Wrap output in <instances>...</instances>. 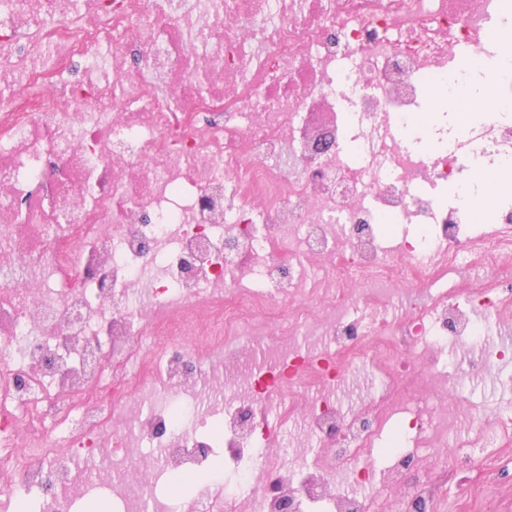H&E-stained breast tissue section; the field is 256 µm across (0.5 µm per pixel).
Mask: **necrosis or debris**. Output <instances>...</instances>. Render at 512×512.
Wrapping results in <instances>:
<instances>
[{"instance_id":"4bbe7bcc","label":"necrosis or debris","mask_w":512,"mask_h":512,"mask_svg":"<svg viewBox=\"0 0 512 512\" xmlns=\"http://www.w3.org/2000/svg\"><path fill=\"white\" fill-rule=\"evenodd\" d=\"M511 28L512 0H0V512H152L179 481L167 512H438L439 484L393 491L512 358L488 338L512 322V204L480 231L440 196L463 162L512 164ZM462 48L502 111L413 150ZM391 224L416 230L390 246ZM285 297L318 355L246 337L266 361L215 375L249 322L288 333ZM370 356L357 405L308 397ZM270 409L315 464L281 463ZM218 449L223 480L198 479Z\"/></svg>"}]
</instances>
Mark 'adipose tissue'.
<instances>
[{
	"label": "adipose tissue",
	"mask_w": 512,
	"mask_h": 512,
	"mask_svg": "<svg viewBox=\"0 0 512 512\" xmlns=\"http://www.w3.org/2000/svg\"><path fill=\"white\" fill-rule=\"evenodd\" d=\"M462 97H449L443 101L442 111L432 112L430 124L447 122L451 137H458L466 126L482 113L494 111L497 102L494 94L495 79L487 70L464 68L456 76ZM512 183V168H502L491 175H476L467 179L461 186L448 188L449 197L459 198L473 210H483L492 200L496 190Z\"/></svg>",
	"instance_id": "obj_1"
}]
</instances>
